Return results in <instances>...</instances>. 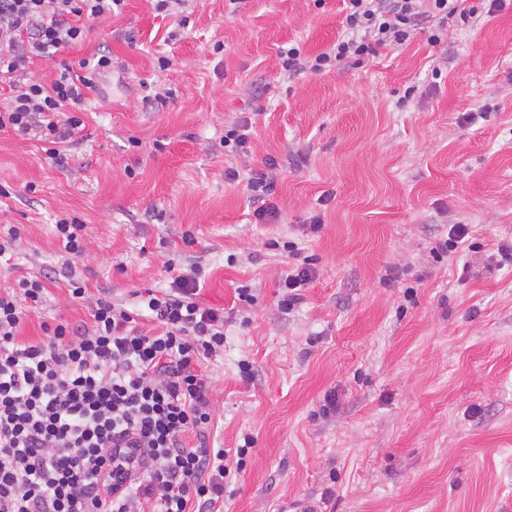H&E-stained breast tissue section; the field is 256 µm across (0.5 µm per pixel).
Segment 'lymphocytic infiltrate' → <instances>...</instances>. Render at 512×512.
<instances>
[{
    "mask_svg": "<svg viewBox=\"0 0 512 512\" xmlns=\"http://www.w3.org/2000/svg\"><path fill=\"white\" fill-rule=\"evenodd\" d=\"M121 0H0V82L12 95L0 130L34 135L64 165L58 148L81 127L68 114L86 90L112 71L110 54L78 66L61 64L51 84L29 76L26 62L52 58L84 39ZM345 21L334 46L308 56L280 50V76L323 73L361 62L417 35L441 40L445 26L469 25L464 0H343ZM281 165L229 169L243 181L258 224H274L271 199ZM293 263L281 276V305L293 309L313 280L296 242H284ZM204 272L191 265L168 288L148 289L129 306L96 301L91 323L43 324V338L23 342L18 330L37 308L45 285L23 278L0 290V512H223L226 452L209 445L212 408L204 360L224 349V312L202 306ZM153 322L157 331L145 330ZM194 434L195 446L185 437ZM133 476L114 489L113 451Z\"/></svg>",
    "mask_w": 512,
    "mask_h": 512,
    "instance_id": "1",
    "label": "lymphocytic infiltrate"
}]
</instances>
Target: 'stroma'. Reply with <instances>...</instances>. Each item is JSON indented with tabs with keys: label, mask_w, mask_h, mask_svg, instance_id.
Returning a JSON list of instances; mask_svg holds the SVG:
<instances>
[{
	"label": "stroma",
	"mask_w": 512,
	"mask_h": 512,
	"mask_svg": "<svg viewBox=\"0 0 512 512\" xmlns=\"http://www.w3.org/2000/svg\"><path fill=\"white\" fill-rule=\"evenodd\" d=\"M344 18L343 0H185L171 15L124 0L83 42L34 59L47 83L108 51L112 74L87 95L68 168L46 143L0 130V229L20 231L0 289L46 276L19 329L34 341L43 323L91 322L95 298L168 288L166 261L204 267L198 300L224 311V350L206 362L210 441L253 439L227 459L223 512H512V257L500 251L512 242V5L435 45L420 35L279 79V47L327 51ZM155 83L169 97L145 99ZM244 113L246 159L223 143ZM269 156L284 166L283 218L257 224L224 171ZM318 209L323 224L303 235ZM64 212L86 226L81 302L59 274ZM454 224L467 225L464 243L438 250ZM288 240L315 277L286 314ZM242 285L253 302L238 300Z\"/></svg>",
	"instance_id": "stroma-1"
}]
</instances>
